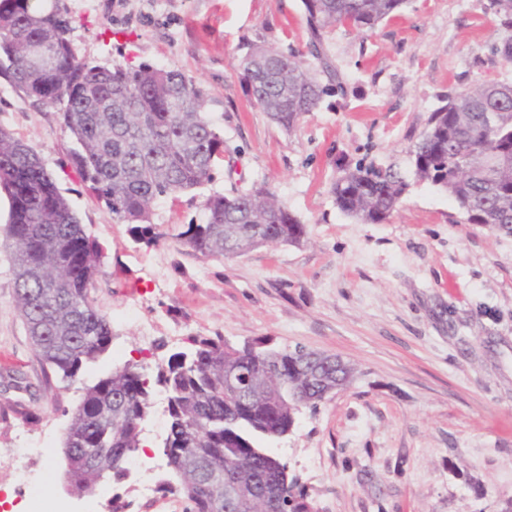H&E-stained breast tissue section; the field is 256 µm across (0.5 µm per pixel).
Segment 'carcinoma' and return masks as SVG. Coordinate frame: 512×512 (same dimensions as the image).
Instances as JSON below:
<instances>
[{
	"label": "carcinoma",
	"mask_w": 512,
	"mask_h": 512,
	"mask_svg": "<svg viewBox=\"0 0 512 512\" xmlns=\"http://www.w3.org/2000/svg\"><path fill=\"white\" fill-rule=\"evenodd\" d=\"M404 0H303L310 54L322 59L321 35L348 24L371 30ZM66 0H0V77L36 103L57 110L74 148L70 159L86 187L135 241L160 238L152 222L156 199L174 200L211 181L224 159V137L205 112L202 84L177 70L141 62L106 65L78 56ZM45 46L44 67L22 64L21 47ZM240 64L255 104L286 131L319 104L326 88L292 51L252 44ZM468 156L464 173L451 148ZM421 180L444 190L470 224H496L512 234V86L482 82L448 95L429 116L412 152ZM408 183L373 162L345 167L333 185L337 207L364 224L387 220ZM0 194L8 219L0 230L11 249L15 298L28 336L61 380L71 383L112 341L108 317L89 298L101 273V248L85 232L33 145L0 128ZM204 220L183 225L178 238L204 258L234 256L270 244L299 245L306 229L263 183L246 192L212 193ZM152 378L128 361L86 388L64 447L67 476L82 493L91 483L86 458L120 480L125 461L141 448L142 423L153 387L168 393L170 425L162 453L179 479L177 491L193 512H312L306 488L288 474L258 437L276 438L301 409L316 411L322 385L309 351L230 345L221 336L190 338ZM246 380L224 387V372ZM231 471L240 494L212 502L202 490L224 492Z\"/></svg>",
	"instance_id": "carcinoma-1"
}]
</instances>
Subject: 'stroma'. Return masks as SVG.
Here are the masks:
<instances>
[{
    "mask_svg": "<svg viewBox=\"0 0 512 512\" xmlns=\"http://www.w3.org/2000/svg\"><path fill=\"white\" fill-rule=\"evenodd\" d=\"M79 56L177 70L209 92L224 162L198 199L158 200L160 239L129 227L84 185L55 109L0 79V128L36 146L86 233L102 249L90 290L112 344L73 383L44 366L15 301L0 248V501L28 512V489L82 504L64 480L62 443L86 387L133 359L156 367L190 337L265 340L342 357L351 383L302 411L261 447L310 494L314 512H505L512 503V234L466 223L447 193L411 180L390 217L364 224L336 205L345 164L410 172V154L441 100L482 82L512 83L489 0H405L363 33L322 35L344 89L324 95L292 131L255 105L239 74L249 45L291 49L310 68L302 0H67ZM266 183L306 227L303 246L204 258L177 241L200 197ZM20 371L29 388H6ZM168 415L142 425L141 469H161ZM45 442L47 456L22 454Z\"/></svg>",
    "mask_w": 512,
    "mask_h": 512,
    "instance_id": "obj_1",
    "label": "stroma"
}]
</instances>
